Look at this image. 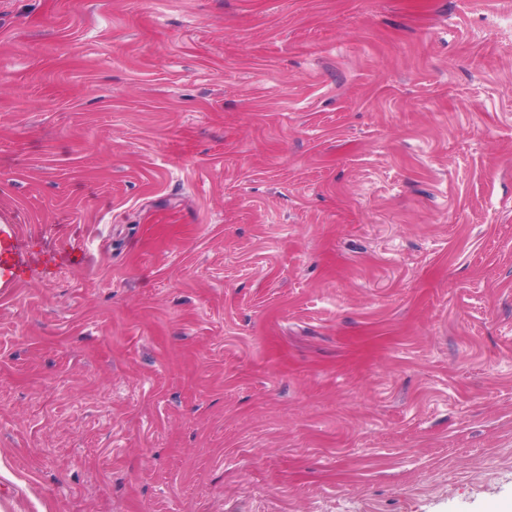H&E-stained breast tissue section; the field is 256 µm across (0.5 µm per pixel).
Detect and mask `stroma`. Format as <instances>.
Segmentation results:
<instances>
[{
  "label": "stroma",
  "instance_id": "stroma-1",
  "mask_svg": "<svg viewBox=\"0 0 512 512\" xmlns=\"http://www.w3.org/2000/svg\"><path fill=\"white\" fill-rule=\"evenodd\" d=\"M0 512H512V0H0ZM85 262L84 249L70 245L62 249L34 251L21 224L0 219V298H10L27 281Z\"/></svg>",
  "mask_w": 512,
  "mask_h": 512
}]
</instances>
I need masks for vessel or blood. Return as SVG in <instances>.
Returning <instances> with one entry per match:
<instances>
[{"mask_svg":"<svg viewBox=\"0 0 512 512\" xmlns=\"http://www.w3.org/2000/svg\"><path fill=\"white\" fill-rule=\"evenodd\" d=\"M85 252L79 245L34 250L21 225L0 219V298H10L27 281L82 265Z\"/></svg>","mask_w":512,"mask_h":512,"instance_id":"1","label":"vessel or blood"}]
</instances>
